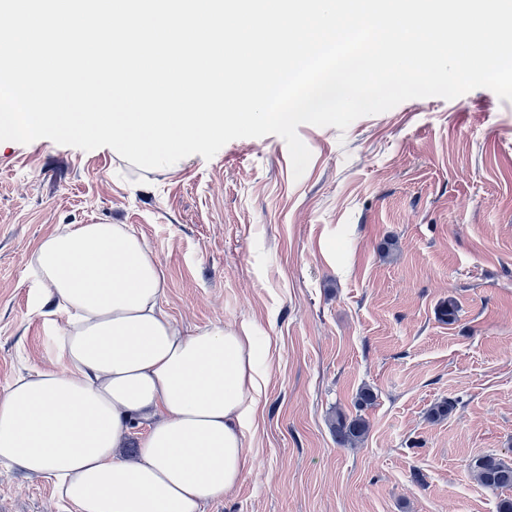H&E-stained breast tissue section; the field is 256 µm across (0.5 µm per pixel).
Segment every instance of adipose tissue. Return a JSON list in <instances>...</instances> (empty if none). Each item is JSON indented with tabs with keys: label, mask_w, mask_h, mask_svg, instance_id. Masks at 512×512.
Wrapping results in <instances>:
<instances>
[{
	"label": "adipose tissue",
	"mask_w": 512,
	"mask_h": 512,
	"mask_svg": "<svg viewBox=\"0 0 512 512\" xmlns=\"http://www.w3.org/2000/svg\"><path fill=\"white\" fill-rule=\"evenodd\" d=\"M33 266L66 326L53 359L0 392V461L51 482L76 512H204L223 500L268 383L252 325L179 328L161 265L126 224L66 226Z\"/></svg>",
	"instance_id": "1"
}]
</instances>
